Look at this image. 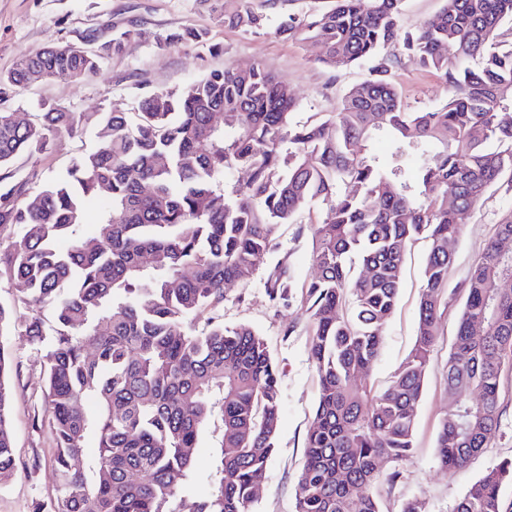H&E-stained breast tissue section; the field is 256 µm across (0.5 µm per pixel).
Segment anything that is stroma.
<instances>
[{
  "mask_svg": "<svg viewBox=\"0 0 512 512\" xmlns=\"http://www.w3.org/2000/svg\"><path fill=\"white\" fill-rule=\"evenodd\" d=\"M186 27L207 31L208 48L192 43L157 48L156 36ZM91 29L106 37L116 29L128 30L132 37L123 55L107 58L96 75L80 84L40 82L0 100V110L27 119L45 103L89 117L81 135L60 136L50 154L19 159V166L37 171L44 181L63 173L75 156L97 146L92 119L98 113L133 111L138 97L154 90L185 88L214 70L264 65L294 87L298 106L293 120L300 124L335 111L345 90L369 75L364 65L340 73L323 66L318 61L319 46L311 42L287 40L271 30L255 34L224 27L215 20L209 0H0V73L8 72L16 60L35 53L47 42L76 43ZM391 75L411 110H429L448 98L444 79L409 59H402ZM510 206L512 191L499 187L463 218V232L454 245V262L442 296L439 333L416 409L414 449L410 458L397 463L401 473L397 483L383 480L376 485L374 492L382 512H401L404 503L416 497L425 501L428 512H450L487 469L512 460L510 370L504 372L500 383L501 427L485 452L451 474L439 464L436 449L439 424L454 402L446 386L445 363L466 298L464 282L494 224ZM312 234L307 223L280 225L275 247L251 278L225 288L223 305L211 312L214 320L226 326L246 323L255 328L280 372L281 420L276 448L260 484L254 512L295 510L318 379L303 308L295 300L286 307L275 304L265 282L278 266L299 282L314 276ZM427 252V242L420 240L405 253L398 303L386 326L381 354L368 373L374 386H384L390 380L415 343L421 271ZM0 342L13 357L15 388L11 411L15 471L8 483L0 485V512H32L35 500L55 497L57 485L52 471L53 436L40 391L42 353L17 328L0 337Z\"/></svg>",
  "mask_w": 512,
  "mask_h": 512,
  "instance_id": "obj_1",
  "label": "stroma"
}]
</instances>
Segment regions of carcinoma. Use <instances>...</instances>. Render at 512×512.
Instances as JSON below:
<instances>
[{
  "label": "carcinoma",
  "mask_w": 512,
  "mask_h": 512,
  "mask_svg": "<svg viewBox=\"0 0 512 512\" xmlns=\"http://www.w3.org/2000/svg\"><path fill=\"white\" fill-rule=\"evenodd\" d=\"M224 26L260 34L269 18L238 0H214ZM327 10L279 15L275 33L310 41L340 72L371 63L336 111L293 121L296 96L257 64L226 67L181 90L153 92L135 118L104 112L97 148L65 175L38 183L15 167L49 152L85 117L59 106L18 122L0 111V224L20 230L0 250L5 275L31 309L20 326L43 351L42 397L54 436L57 495L33 512H253L275 451L279 371L251 326L193 321L254 273L278 227L315 209L317 275L297 284L276 270L270 299L294 288L308 315L318 398L305 442L295 512H382L373 492L413 448L416 406L438 335L451 245L460 216L505 181L512 187V0H443L410 31L404 0H334ZM130 32L49 44L0 74V94L31 82L78 84L123 51ZM207 46L193 30L163 41ZM393 46L453 89L442 105L410 112L391 80ZM453 49V57L447 50ZM224 123H213V114ZM387 138L390 158L373 142ZM242 171L245 183L229 176ZM108 195L90 221L85 198ZM425 239L417 338L380 390L359 383L377 360L399 295L406 249ZM512 208L496 224L465 282L448 353V392L437 455L452 472L487 448L500 427V381L512 360ZM50 311L48 327L43 312ZM476 398H465L468 392ZM11 363L0 346V483L14 474ZM217 430L207 493L197 494L196 448ZM96 447L87 448L89 439ZM512 461L476 480L452 512H512L501 488Z\"/></svg>",
  "instance_id": "cac0c4a2"
}]
</instances>
